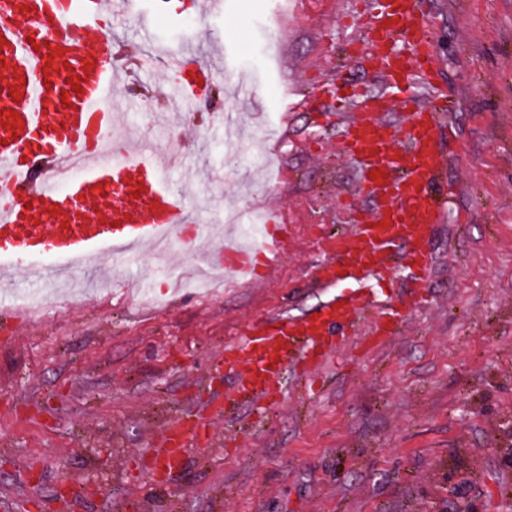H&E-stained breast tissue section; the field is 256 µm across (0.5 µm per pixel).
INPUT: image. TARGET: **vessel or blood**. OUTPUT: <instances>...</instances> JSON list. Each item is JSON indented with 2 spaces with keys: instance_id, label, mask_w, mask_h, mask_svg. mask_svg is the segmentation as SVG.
Returning a JSON list of instances; mask_svg holds the SVG:
<instances>
[{
  "instance_id": "vessel-or-blood-1",
  "label": "vessel or blood",
  "mask_w": 512,
  "mask_h": 512,
  "mask_svg": "<svg viewBox=\"0 0 512 512\" xmlns=\"http://www.w3.org/2000/svg\"><path fill=\"white\" fill-rule=\"evenodd\" d=\"M426 16L425 0H374L362 12L353 56L385 90L358 96V110L341 132L342 149L359 172L345 204L352 229L318 267L321 281L348 288L313 316L255 322L226 344L224 369L237 379L234 400L275 404L289 363L325 364L334 332L397 335L409 309L387 289L398 271L428 287L432 228L446 217L439 182L448 159L446 104ZM107 40L103 0H0V55L11 63L0 77V255L40 258L36 275L46 283L64 274L65 263L103 249L133 255L170 232L195 242L205 237L191 209L168 189L150 141L114 135L118 66L102 48ZM168 67L193 69L206 86L224 78L187 54L172 56ZM385 112L400 113L401 122H385ZM73 157L80 174L58 180V167ZM36 160L47 177L17 194ZM287 246V225H266V267ZM46 256L56 265H43ZM218 260L225 270L255 274L250 252L227 246ZM188 434L170 427L171 445L156 456L161 470L181 467Z\"/></svg>"
}]
</instances>
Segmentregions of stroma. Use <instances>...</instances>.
Segmentation results:
<instances>
[{
  "label": "stroma",
  "instance_id": "1",
  "mask_svg": "<svg viewBox=\"0 0 512 512\" xmlns=\"http://www.w3.org/2000/svg\"><path fill=\"white\" fill-rule=\"evenodd\" d=\"M164 0L151 34L112 14L109 38L130 76L115 93L127 124L181 163L165 180L197 223L236 210L287 213L288 248L256 285L224 274L211 298L157 279L144 257L107 290L63 292L47 314L15 306L31 290L27 259L0 257V512H512V0H429L435 62L452 108L447 128L468 148L442 178L447 216L435 225L427 301L399 336L363 351L339 347L311 377L289 372L263 416L232 394L224 344L253 322L301 317L335 295L316 266L350 219L354 166L336 154L341 127L329 89L354 72L346 52L360 0ZM273 56L257 67L258 46ZM228 51L258 82L242 103L216 84L176 133L166 55ZM151 64L134 66V52ZM320 100L321 119L284 111ZM269 126L265 161L224 158L209 137L225 109ZM154 279L139 303L136 282ZM178 419L198 435L183 467L159 477L155 451ZM68 498H60V490Z\"/></svg>",
  "mask_w": 512,
  "mask_h": 512
}]
</instances>
